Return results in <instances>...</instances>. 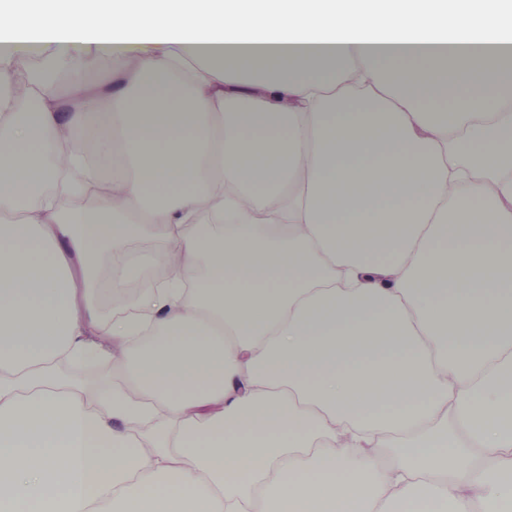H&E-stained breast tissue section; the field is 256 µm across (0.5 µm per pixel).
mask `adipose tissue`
<instances>
[{"instance_id": "adipose-tissue-1", "label": "adipose tissue", "mask_w": 512, "mask_h": 512, "mask_svg": "<svg viewBox=\"0 0 512 512\" xmlns=\"http://www.w3.org/2000/svg\"><path fill=\"white\" fill-rule=\"evenodd\" d=\"M1 75L0 512L512 504V0H17Z\"/></svg>"}]
</instances>
